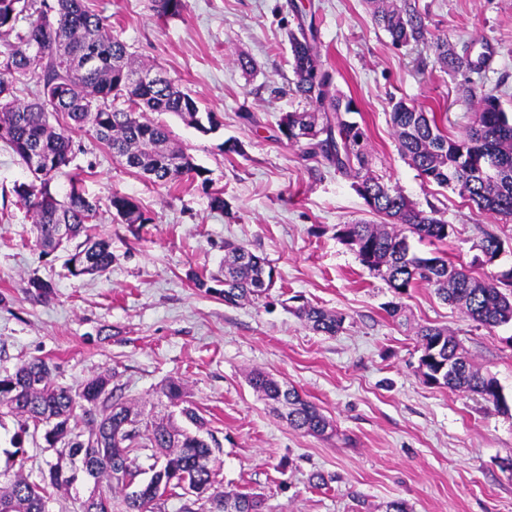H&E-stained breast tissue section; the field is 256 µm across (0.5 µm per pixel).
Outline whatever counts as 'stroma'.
<instances>
[{"mask_svg": "<svg viewBox=\"0 0 512 512\" xmlns=\"http://www.w3.org/2000/svg\"><path fill=\"white\" fill-rule=\"evenodd\" d=\"M432 34L446 37L471 70L443 69L425 45L395 46L367 0H185L160 18L151 0H93L138 59L177 80L218 131L202 134L178 116L162 120L175 146L208 172V183L159 187L121 166L92 131L73 136L71 169L99 209L112 239V265L72 277L62 251L35 242L30 215L13 188L30 175L0 144V373L32 358L77 385L113 373L124 398L156 405L168 381L181 382L220 444L216 479L228 490L261 494L267 512H512V326H479L420 286L394 296L336 236L368 218V207L323 156L289 145L282 113L302 109L291 91L288 31L313 24L337 88L352 96L370 136V168L452 231L443 249L470 264L484 233L503 251L485 275L512 268V219L479 212L450 189L418 177L397 151L389 113L415 102L441 117L449 136L475 119L469 89L492 90L512 115V0H408ZM254 67L243 70L238 56ZM235 140L241 153L225 154ZM222 192L223 211L211 197ZM135 198L149 224L122 223L109 200ZM265 257L278 274L268 300L225 304L196 288L191 274H221L225 243ZM49 296L29 293L30 279ZM338 312L333 336L310 330L290 298ZM399 300L401 320L384 306ZM446 327L509 404L425 383L417 327ZM259 369L296 387L333 422L337 437L296 431L249 385ZM328 475L314 487L312 473Z\"/></svg>", "mask_w": 512, "mask_h": 512, "instance_id": "obj_1", "label": "stroma"}]
</instances>
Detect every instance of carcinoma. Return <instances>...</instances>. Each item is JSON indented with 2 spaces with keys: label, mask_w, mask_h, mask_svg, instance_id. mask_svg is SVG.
Here are the masks:
<instances>
[{
  "label": "carcinoma",
  "mask_w": 512,
  "mask_h": 512,
  "mask_svg": "<svg viewBox=\"0 0 512 512\" xmlns=\"http://www.w3.org/2000/svg\"><path fill=\"white\" fill-rule=\"evenodd\" d=\"M373 2L374 20L392 44H426L442 64L472 67L448 40L430 36L418 11L395 0ZM152 7L160 17L174 16L183 10L184 0H153ZM21 21L26 25H19ZM288 42L295 93L307 107L282 114L280 133L289 144L303 146L311 156L322 155L355 186L364 187L370 212L382 219L380 224H343L337 230L339 240L397 294L425 285L480 326L491 330L512 325V270L484 278L470 267L454 265L445 252L422 255L413 249L409 236L443 244L451 225L436 209H420L395 189L390 195L379 193L384 181L369 167L367 129L353 118L359 108L335 88L313 25L289 31ZM148 72L88 0H0V142L33 177L14 186L16 204L31 213L36 242L44 252L69 248L67 269L73 277L101 275L112 265L111 243L92 225L96 205L77 187L79 174L70 176V190L62 200L48 189L52 177L71 161L74 132L91 129L129 170L152 185H174L185 177L209 181L206 170L188 153L171 147L166 126L148 114L171 113L207 133L219 126L215 113L201 108L169 77L157 83L138 80ZM33 78L38 83L34 100L19 102L17 93ZM470 97L476 120L460 138L448 136L435 114L415 104L395 103L390 121L397 150L424 180L458 191L481 211L511 218L512 116L496 94L481 86L472 87ZM33 154L42 160L35 167ZM110 207L124 224L151 221L131 197L114 194ZM501 246L500 239L487 232L479 249L489 262ZM270 269L265 258L249 248L228 245L222 276L196 277L193 283L237 305L265 295ZM295 314L311 330L329 336L345 321L308 302L295 307ZM416 336L426 382L462 395L477 394L496 408L501 405L498 381L457 354L460 344L448 329L422 326ZM55 372L51 361L33 358L0 375V409L7 408L18 420L12 455L24 452L23 436L43 428L50 448L67 444L91 450L88 466L80 471L59 466L49 480L39 482L15 473L0 491V512H46L50 490L69 488L80 477L97 487L104 483L106 489L80 501L78 512H112L109 493L116 490L124 494L119 512H165L174 490L193 487L206 496L188 498L181 512H225L228 500L235 503L236 512H265L264 500L226 491L216 481L219 444L180 383H167L161 395L195 427L193 431L175 425L171 414L166 420L145 417L110 388V372L76 386L58 383ZM249 383L277 408H288L281 419L290 428L317 436L334 433L328 418L296 388L259 370L251 372ZM145 458L151 464L144 465Z\"/></svg>",
  "instance_id": "carcinoma-1"
}]
</instances>
